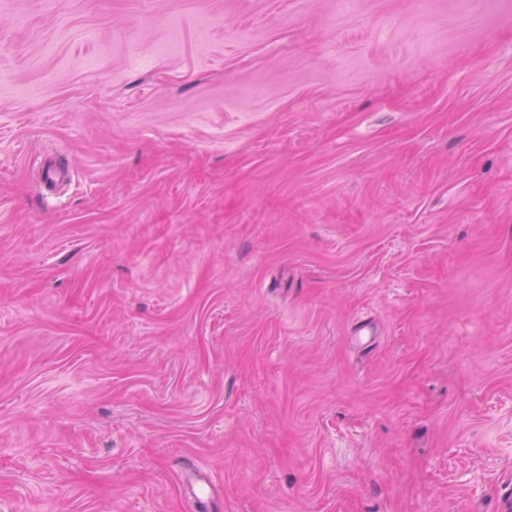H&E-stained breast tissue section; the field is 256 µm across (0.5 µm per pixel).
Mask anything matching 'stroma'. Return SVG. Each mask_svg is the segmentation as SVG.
Returning a JSON list of instances; mask_svg holds the SVG:
<instances>
[{"instance_id":"stroma-1","label":"stroma","mask_w":512,"mask_h":512,"mask_svg":"<svg viewBox=\"0 0 512 512\" xmlns=\"http://www.w3.org/2000/svg\"><path fill=\"white\" fill-rule=\"evenodd\" d=\"M188 467L506 501L512 0H0V512H191Z\"/></svg>"}]
</instances>
